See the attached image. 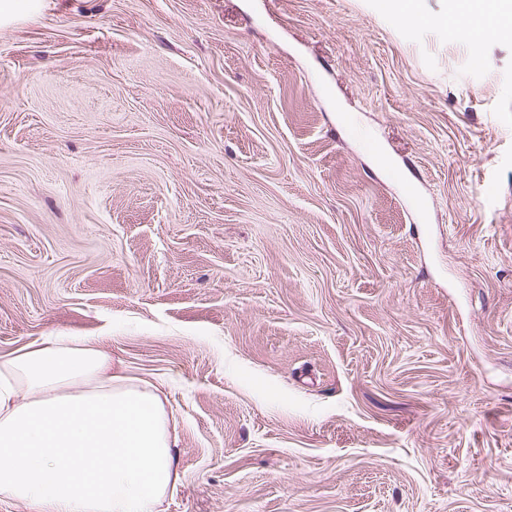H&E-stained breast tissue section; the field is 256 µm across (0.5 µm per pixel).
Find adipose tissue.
<instances>
[{
	"label": "adipose tissue",
	"instance_id": "obj_1",
	"mask_svg": "<svg viewBox=\"0 0 512 512\" xmlns=\"http://www.w3.org/2000/svg\"><path fill=\"white\" fill-rule=\"evenodd\" d=\"M107 342L0 355V495L36 512H164L175 429L158 389L114 371Z\"/></svg>",
	"mask_w": 512,
	"mask_h": 512
}]
</instances>
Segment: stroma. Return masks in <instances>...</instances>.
<instances>
[{
    "mask_svg": "<svg viewBox=\"0 0 512 512\" xmlns=\"http://www.w3.org/2000/svg\"><path fill=\"white\" fill-rule=\"evenodd\" d=\"M422 4L0 30V355L109 335L165 512H512V38L475 67Z\"/></svg>",
    "mask_w": 512,
    "mask_h": 512,
    "instance_id": "1",
    "label": "stroma"
}]
</instances>
